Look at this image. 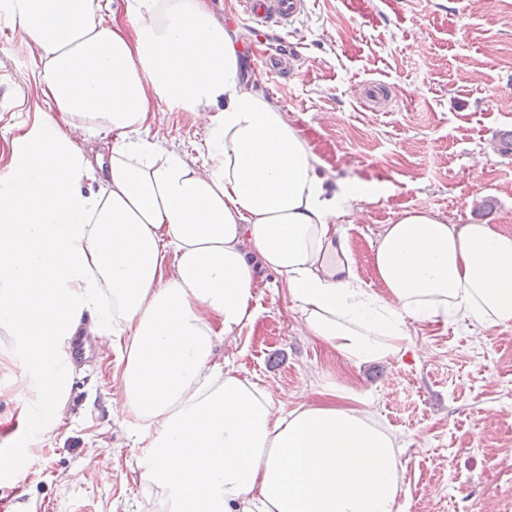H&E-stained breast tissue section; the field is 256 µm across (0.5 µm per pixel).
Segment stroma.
Wrapping results in <instances>:
<instances>
[{
    "label": "stroma",
    "mask_w": 512,
    "mask_h": 512,
    "mask_svg": "<svg viewBox=\"0 0 512 512\" xmlns=\"http://www.w3.org/2000/svg\"><path fill=\"white\" fill-rule=\"evenodd\" d=\"M235 34L244 68L285 112L320 161L330 191L371 190L338 224L368 292L385 295L372 244L404 212L429 210L450 224H491L512 234V0H308L288 30L267 44L299 56L288 79L263 72L257 39L233 0H209ZM19 33L0 24V172L20 126L47 106L26 82ZM392 95L368 108L362 89ZM159 138L195 157L203 126L157 104ZM257 318L222 347L241 376L291 409L323 392L358 399L401 448V512H512V325L408 323L412 350L349 370L313 340L275 275L258 269ZM23 363L0 334V451L24 450L20 480L0 473V512H149L134 472L143 454L133 419L113 414L111 368L100 352L78 364L68 385V423L42 431L14 392Z\"/></svg>",
    "instance_id": "1"
}]
</instances>
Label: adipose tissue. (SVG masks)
Here are the masks:
<instances>
[{
  "instance_id": "1",
  "label": "adipose tissue",
  "mask_w": 512,
  "mask_h": 512,
  "mask_svg": "<svg viewBox=\"0 0 512 512\" xmlns=\"http://www.w3.org/2000/svg\"><path fill=\"white\" fill-rule=\"evenodd\" d=\"M0 0L45 101L0 176V332L25 362L19 396L56 429L78 330L115 355L112 404L164 512H399L396 437L364 407L288 410L217 347L254 321L257 267L307 332L354 368L408 349V319L512 323V234L407 212L374 241L367 293L325 262L367 198L329 192L286 112L241 80L207 0ZM206 128L187 158L148 131L153 102Z\"/></svg>"
}]
</instances>
